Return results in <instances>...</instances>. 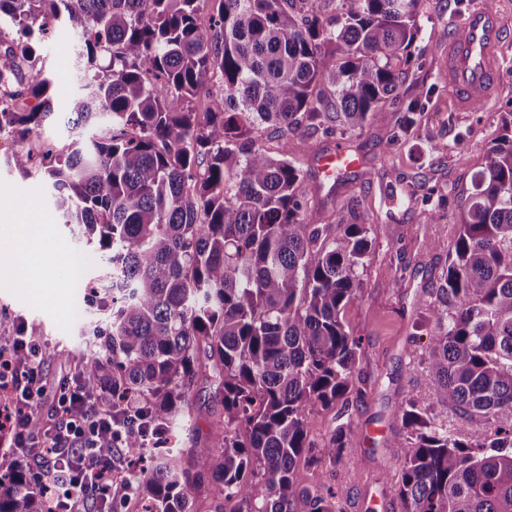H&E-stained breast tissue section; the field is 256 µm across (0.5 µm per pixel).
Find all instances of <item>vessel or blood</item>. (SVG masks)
<instances>
[{"label": "vessel or blood", "instance_id": "vessel-or-blood-1", "mask_svg": "<svg viewBox=\"0 0 512 512\" xmlns=\"http://www.w3.org/2000/svg\"><path fill=\"white\" fill-rule=\"evenodd\" d=\"M503 37L504 24L498 11L485 5L464 16L460 34L449 36L448 53L442 64L457 111H470L475 93H482L487 100L497 96ZM320 163L322 171L332 176L354 167L357 160L346 148L339 147L324 155Z\"/></svg>", "mask_w": 512, "mask_h": 512}]
</instances>
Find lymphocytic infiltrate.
I'll return each instance as SVG.
<instances>
[{"label":"lymphocytic infiltrate","mask_w":512,"mask_h":512,"mask_svg":"<svg viewBox=\"0 0 512 512\" xmlns=\"http://www.w3.org/2000/svg\"><path fill=\"white\" fill-rule=\"evenodd\" d=\"M44 356L21 325L0 342V460L24 471L48 459L50 476L42 487L45 512H98L99 498L115 495L132 501L131 483L116 482L121 457L101 451L106 444L122 447L129 427L113 425L111 405L98 403L84 389L81 362H74L56 393L51 424L33 430L25 409L45 393L40 370ZM39 435L50 439L51 447L35 446Z\"/></svg>","instance_id":"lymphocytic-infiltrate-1"}]
</instances>
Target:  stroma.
Masks as SVG:
<instances>
[{
    "instance_id": "stroma-1",
    "label": "stroma",
    "mask_w": 512,
    "mask_h": 512,
    "mask_svg": "<svg viewBox=\"0 0 512 512\" xmlns=\"http://www.w3.org/2000/svg\"><path fill=\"white\" fill-rule=\"evenodd\" d=\"M481 0H424L413 58L400 90L402 100L416 98L418 87L430 88L420 99L421 120L409 134L397 133L398 115L383 112L361 134L318 139L317 153L302 156L304 131L288 139V152L316 164L317 155L346 146L358 166L334 179L318 178L308 198L310 215L326 213L339 224H364L372 249L357 276L362 282L348 306L346 322L360 337L355 375L359 392L349 394L345 409L315 407L308 416L311 438L322 456L321 465L308 468L311 491L333 487L345 493V512H402L395 494L401 479V449L394 440L403 432L401 401L412 395L434 413L435 422L458 431L461 420L438 405L427 372L429 337L419 324L431 293L448 264L458 234L462 202L472 192L475 175L501 134L499 114L512 99V0H492L506 37L499 54L502 88L497 98L469 112L455 111L448 78L439 65L448 37L465 14ZM78 35L64 24L53 26L41 54L44 68L55 74L54 112L44 126L46 139L63 145L61 125L71 94L79 87ZM15 144L0 137V204L18 214L38 210L51 233L40 234L37 263L28 269L27 285L0 286V326L22 324L32 329L46 349L44 370L49 384L69 371L72 357L94 350L96 326L108 316L92 296L74 295L62 269L64 253H96L95 244L80 241L76 226L61 223L48 187L40 177L23 176L10 166ZM436 210L435 221L424 211ZM350 429L337 465L326 463L329 441L339 420Z\"/></svg>"
}]
</instances>
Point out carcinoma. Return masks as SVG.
Instances as JSON below:
<instances>
[{
    "instance_id": "1",
    "label": "carcinoma",
    "mask_w": 512,
    "mask_h": 512,
    "mask_svg": "<svg viewBox=\"0 0 512 512\" xmlns=\"http://www.w3.org/2000/svg\"><path fill=\"white\" fill-rule=\"evenodd\" d=\"M0 0V135L14 167L41 173L63 223L96 242L112 279L89 281L110 312L82 381L112 420L131 417L121 455L139 512H344L303 486L321 461L310 411L356 387L360 338L344 318L371 249L364 224L306 214L315 172L288 135H354L400 102L422 0ZM64 20L80 38L83 84L63 148L43 138L53 80L37 49ZM206 105L198 108L200 97ZM504 134L459 212L448 267L421 327L430 387L466 426L438 427L407 395L402 512H512V100ZM209 387L222 413L204 441L166 447ZM348 425L330 440L340 460ZM474 448L498 453L477 456ZM0 512H43L29 471L0 477Z\"/></svg>"
}]
</instances>
